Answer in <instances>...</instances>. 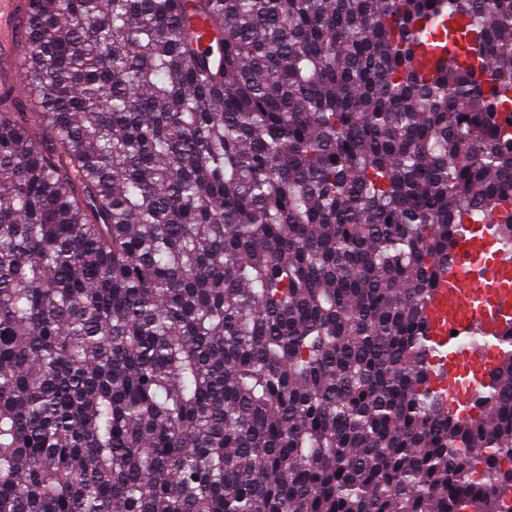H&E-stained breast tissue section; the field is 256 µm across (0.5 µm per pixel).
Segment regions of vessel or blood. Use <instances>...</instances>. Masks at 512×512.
I'll return each mask as SVG.
<instances>
[{
	"instance_id": "obj_1",
	"label": "vessel or blood",
	"mask_w": 512,
	"mask_h": 512,
	"mask_svg": "<svg viewBox=\"0 0 512 512\" xmlns=\"http://www.w3.org/2000/svg\"><path fill=\"white\" fill-rule=\"evenodd\" d=\"M28 0H0V92L20 98L26 86L19 76V44L26 37ZM457 261L446 271L426 310L434 337L455 348L457 365L477 370L482 354L463 344V336L482 329L497 340L512 322V265L503 253L488 255L480 238L463 236L455 245Z\"/></svg>"
}]
</instances>
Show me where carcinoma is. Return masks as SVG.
Wrapping results in <instances>:
<instances>
[{
    "label": "carcinoma",
    "instance_id": "obj_1",
    "mask_svg": "<svg viewBox=\"0 0 512 512\" xmlns=\"http://www.w3.org/2000/svg\"><path fill=\"white\" fill-rule=\"evenodd\" d=\"M22 48L0 512H506L512 340L455 409L424 307L463 225L512 260V0H30Z\"/></svg>",
    "mask_w": 512,
    "mask_h": 512
}]
</instances>
